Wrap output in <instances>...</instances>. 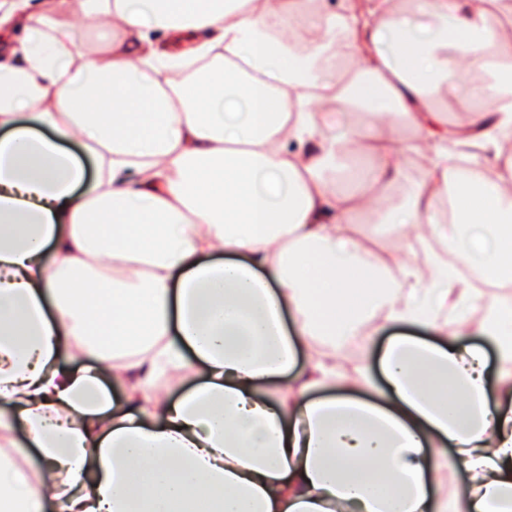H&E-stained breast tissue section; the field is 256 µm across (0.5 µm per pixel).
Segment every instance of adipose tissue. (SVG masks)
<instances>
[{
	"label": "adipose tissue",
	"instance_id": "adipose-tissue-1",
	"mask_svg": "<svg viewBox=\"0 0 512 512\" xmlns=\"http://www.w3.org/2000/svg\"><path fill=\"white\" fill-rule=\"evenodd\" d=\"M76 2L108 22L90 55L57 0H0V31L24 32L0 58V512H512V298L473 317L459 273L512 288V0ZM320 112L365 120L331 137ZM450 142L496 163L459 176ZM413 153L425 178L384 207ZM364 215L433 225L454 265L375 254ZM377 316L400 332L374 402L349 394L373 386L368 354L349 375L336 347ZM473 336L497 349L494 408ZM197 362L206 380L164 401ZM454 455V448H448V472L442 476L444 486L448 490V495H452L454 492L464 494L466 490L463 470L459 466H452L451 460L454 458Z\"/></svg>",
	"mask_w": 512,
	"mask_h": 512
}]
</instances>
